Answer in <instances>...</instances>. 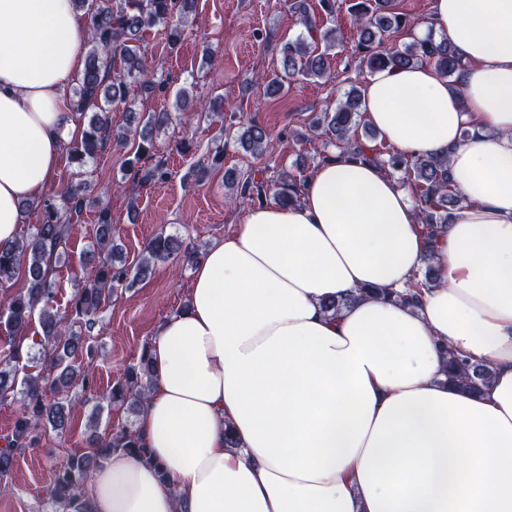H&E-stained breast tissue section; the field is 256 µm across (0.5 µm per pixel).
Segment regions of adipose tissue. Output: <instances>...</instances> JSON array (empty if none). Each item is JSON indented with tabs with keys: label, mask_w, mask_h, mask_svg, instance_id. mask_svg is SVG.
Segmentation results:
<instances>
[{
	"label": "adipose tissue",
	"mask_w": 512,
	"mask_h": 512,
	"mask_svg": "<svg viewBox=\"0 0 512 512\" xmlns=\"http://www.w3.org/2000/svg\"><path fill=\"white\" fill-rule=\"evenodd\" d=\"M431 27L462 58L456 89L386 69L362 109L399 152L448 151L465 204L425 238L410 187L345 156L296 205L250 207L151 342L150 461L97 468L92 512H512V0H434ZM83 29L73 0H0V242L82 134ZM428 256L419 306L322 311L407 288ZM447 347L491 366V389L448 385ZM434 272L435 268L432 264V257H429L426 261V268L424 273L421 274V277L415 276L414 280L411 281V283L408 285V288H406L404 292H395L393 290L386 291L380 287H372L368 289L361 288L359 289L360 292L358 294H347L343 298L340 297L325 302L323 304V310L325 313H331L332 315L336 316V314L344 305L358 297H368L369 295L383 296L410 306H418L425 288H432L436 282V276Z\"/></svg>",
	"instance_id": "adipose-tissue-1"
}]
</instances>
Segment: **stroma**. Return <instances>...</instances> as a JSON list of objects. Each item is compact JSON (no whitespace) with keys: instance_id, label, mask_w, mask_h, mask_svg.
I'll list each match as a JSON object with an SVG mask.
<instances>
[{"instance_id":"obj_1","label":"stroma","mask_w":512,"mask_h":512,"mask_svg":"<svg viewBox=\"0 0 512 512\" xmlns=\"http://www.w3.org/2000/svg\"><path fill=\"white\" fill-rule=\"evenodd\" d=\"M337 3L336 15L327 24L338 30L340 39L330 52L327 78H288L285 91L275 97L267 94L264 82L282 75V46L303 30L287 0H197L196 20L186 27L175 48L168 46L161 29L146 31L139 47L151 79L168 82L173 92L186 89L194 104L223 97V114L177 111L173 93L140 96L130 107H113L116 130L125 127L130 110L143 115L171 112V122L152 134L153 154L165 160L171 172L164 182L143 186L127 173L126 161L136 149L132 141L108 142L82 167L69 154H62L45 195L81 183L92 205L73 225L69 257L59 268L55 306L60 314H69L78 285L91 273L86 258L96 248L98 204L110 208L115 239L133 265L158 232L204 248L234 230L246 208L226 201L225 170L262 167L275 176L294 170L299 162L307 170L316 169L319 159L310 153L306 141L311 121L334 108L351 83H364L369 76L353 54L350 2ZM233 122L264 126L272 140L270 152L257 159L245 153L229 133ZM219 148L224 151L223 165L196 180L195 162ZM192 273V266L174 256L156 263L149 278L113 295L92 332L94 388L69 427L46 428L39 446L18 456L12 489L0 493V512H52L44 489L68 457L83 453L91 435L104 436L138 424L139 414L124 405H108L105 395L125 368L136 362L144 341L153 339L166 317L185 305Z\"/></svg>"}]
</instances>
